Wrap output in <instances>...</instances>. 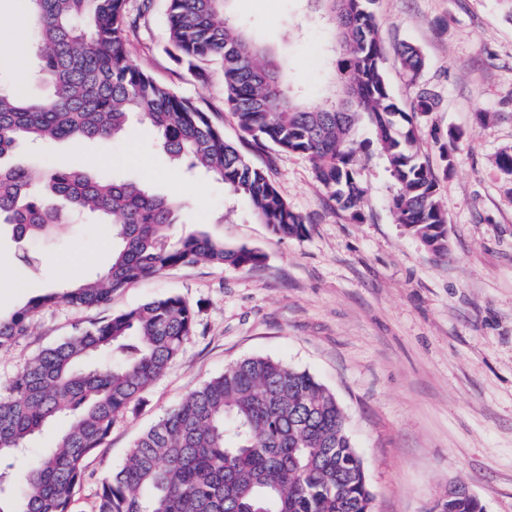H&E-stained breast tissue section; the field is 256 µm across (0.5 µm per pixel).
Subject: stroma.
<instances>
[{
	"mask_svg": "<svg viewBox=\"0 0 512 512\" xmlns=\"http://www.w3.org/2000/svg\"><path fill=\"white\" fill-rule=\"evenodd\" d=\"M376 12L392 93L403 101L413 95L394 55L406 40L427 58L422 83L442 97L421 123L431 166H439L449 130L463 134L454 169L440 184L447 255H433L396 223L390 203L397 186L382 157L361 163L365 219L356 222L330 200L307 159L242 139L224 107L220 67L197 74L175 62L164 0H153L128 34L129 61L210 106L225 139L267 170L305 217L307 235L272 234L245 197L174 166L144 123L108 144L51 141L10 156V164L25 167L92 165L181 195L170 244L206 233L265 256L251 270L207 261L173 267L114 292L104 308L43 310L27 336L0 351L2 388L41 350L108 314L164 295L180 296L195 312V330L166 374L86 460L71 512H95L99 480L124 465L143 432L228 364L255 355L307 371L335 395L364 462L372 512H430L457 483L483 512H512V183L494 164L512 146V0H378ZM228 13L288 60L309 105L322 103L336 55L312 0H231ZM21 249L38 264L20 265ZM111 258L106 224L73 226L20 247L1 236L0 316L65 278L104 273Z\"/></svg>",
	"mask_w": 512,
	"mask_h": 512,
	"instance_id": "35a3bbf8",
	"label": "stroma"
}]
</instances>
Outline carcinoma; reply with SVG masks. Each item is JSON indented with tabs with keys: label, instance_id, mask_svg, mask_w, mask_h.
I'll use <instances>...</instances> for the list:
<instances>
[{
	"label": "carcinoma",
	"instance_id": "1",
	"mask_svg": "<svg viewBox=\"0 0 512 512\" xmlns=\"http://www.w3.org/2000/svg\"><path fill=\"white\" fill-rule=\"evenodd\" d=\"M19 2L20 23L31 33L20 43L1 40L0 52L52 93L35 99L0 80V227L22 242L92 215L112 226V263L99 278L34 296L0 318V351L26 335L45 309L104 306L126 285L183 263L250 269L265 259L207 234L168 246L181 200L103 171L4 164L21 140L110 142L137 118L154 129L172 162L246 196L273 234L306 236L303 217L263 168L224 139L208 112L128 61L126 34L139 19L128 0ZM311 2L339 55V77L317 107L284 81L286 61L230 23L224 0H166L168 40L190 70L219 64L224 104L242 135L261 148L306 157L315 179L354 221L365 219L360 156L383 155L398 184L391 202L396 222L433 254H447L439 189L462 133L448 130L434 170L420 147V118L439 105L438 93L419 83L424 54L409 42L397 49L415 88L404 104L386 78L376 0ZM362 122L372 138H356ZM496 166L512 182L511 147L499 151ZM194 329L192 307L179 296H161L32 357L0 392V512H71L85 460L105 443L116 416L143 402ZM60 418L67 427L52 448L21 459L25 443ZM371 501L363 459L333 393L306 371L250 356L205 381L138 437L125 465L101 479L97 512H370ZM431 512L482 507L459 495Z\"/></svg>",
	"mask_w": 512,
	"mask_h": 512
}]
</instances>
